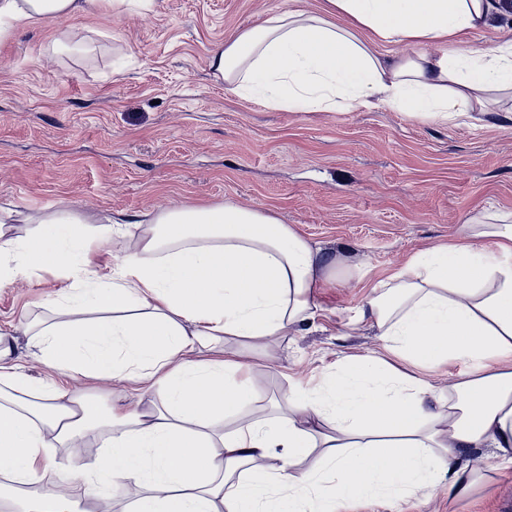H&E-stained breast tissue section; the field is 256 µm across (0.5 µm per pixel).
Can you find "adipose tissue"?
Wrapping results in <instances>:
<instances>
[{
  "mask_svg": "<svg viewBox=\"0 0 512 512\" xmlns=\"http://www.w3.org/2000/svg\"><path fill=\"white\" fill-rule=\"evenodd\" d=\"M154 0H0V42L21 27L107 8L150 11ZM493 0H324L322 14L289 10L217 47L212 71L228 91L274 109L396 108L440 122L488 112L512 90V42L425 51L487 25ZM366 28L410 46L388 57L359 38ZM0 205V288L49 269L70 277L60 322L33 334L47 364L71 378L133 382L106 402L31 377L0 333V500L22 512H108L111 486L131 484V512H342L355 500L400 502L441 487L449 502L483 481L469 456L483 448L512 465V223L489 214L464 225L462 243L411 256L361 312L383 352L337 363L314 387L258 395L240 349L262 355L313 319L312 294L333 285L335 253L271 211L232 201L145 211L136 249L113 254L100 276L90 254L121 232L75 213L30 214L32 232L6 236ZM220 359L202 358L217 337ZM397 358L415 374L396 371ZM469 369L445 390L425 371ZM100 431L104 450L75 449ZM65 450L66 492H27ZM278 450L280 463L260 466Z\"/></svg>",
  "mask_w": 512,
  "mask_h": 512,
  "instance_id": "adipose-tissue-1",
  "label": "adipose tissue"
}]
</instances>
